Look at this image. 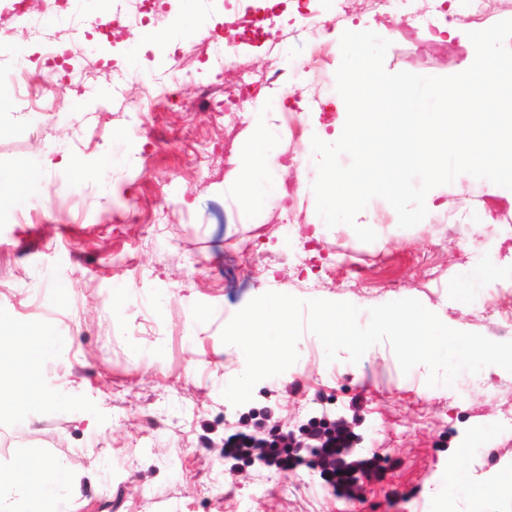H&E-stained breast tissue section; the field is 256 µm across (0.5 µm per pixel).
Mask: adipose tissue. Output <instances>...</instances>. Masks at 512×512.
Returning a JSON list of instances; mask_svg holds the SVG:
<instances>
[{"instance_id":"1","label":"adipose tissue","mask_w":512,"mask_h":512,"mask_svg":"<svg viewBox=\"0 0 512 512\" xmlns=\"http://www.w3.org/2000/svg\"><path fill=\"white\" fill-rule=\"evenodd\" d=\"M269 132L268 115L252 113L248 127L231 158L232 167L224 178V192L243 211L260 210L266 198L277 193L279 186L267 175L265 143ZM43 170L23 164L0 176V202L14 204L38 187ZM0 339L9 349L0 352V416L10 411L38 405L45 397L40 386V368L53 336L49 328H25L0 316ZM24 479L19 497H0V512H42V508L58 485L67 482L65 473L44 458L40 448L32 446L14 466Z\"/></svg>"}]
</instances>
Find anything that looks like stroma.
<instances>
[{"label":"stroma","mask_w":512,"mask_h":512,"mask_svg":"<svg viewBox=\"0 0 512 512\" xmlns=\"http://www.w3.org/2000/svg\"><path fill=\"white\" fill-rule=\"evenodd\" d=\"M225 0H162L142 28L119 45L89 48L71 38L87 63L89 90L69 99L54 90L52 111L36 109L25 90L0 109V173L22 163L44 167L41 190L0 212V315L48 324L59 338L40 370L46 394L32 414L0 419V473L12 488L13 465L30 445L72 474L52 512H512V491L479 496L478 483L512 463V373L497 366L461 374L453 386L426 384L422 368L402 373L388 343L358 363L340 352L327 361L320 340L303 332L298 359L258 382L251 401L225 402L223 389L245 368L224 344L226 319L262 291L300 299H336L366 308L414 298L443 310L462 331L512 341V325L489 329L474 304L494 299L512 315V222L466 223L486 194L483 181L458 176L441 190L440 208L425 222L399 228L385 201L372 199L374 242L353 229L318 224L308 196L267 198L246 214L224 196L223 165L212 148L238 140L253 112L267 110L272 180L312 184L317 169L302 161L284 169L288 90L323 104L341 51L329 34L338 25L332 0H318L323 23L242 48L226 65L225 91L242 76L261 79L295 65L285 83L262 86L235 127L195 103L215 70L200 55L224 25ZM188 27L176 49L146 41L174 18ZM331 63L320 68L315 45ZM223 55V43H210ZM384 66L422 76L448 72L433 52L393 40ZM84 166L73 183L67 158ZM289 220L281 239L277 224ZM492 273L480 277L486 256ZM71 289L58 300L56 288ZM345 425L354 458L382 449V477L360 478L357 498L337 496L304 454L283 471L224 459L226 435L250 430L298 432L310 418ZM490 431L487 439L478 430ZM467 445V458L451 450ZM455 469L460 481L448 483Z\"/></svg>","instance_id":"35a3bbf8"}]
</instances>
